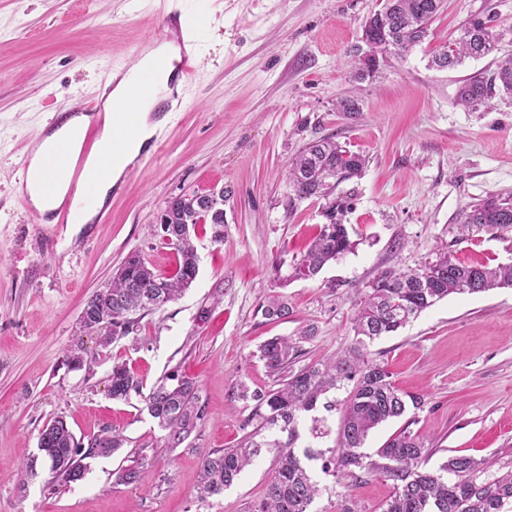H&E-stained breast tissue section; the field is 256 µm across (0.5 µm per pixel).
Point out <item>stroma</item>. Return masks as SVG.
Masks as SVG:
<instances>
[{
  "mask_svg": "<svg viewBox=\"0 0 512 512\" xmlns=\"http://www.w3.org/2000/svg\"><path fill=\"white\" fill-rule=\"evenodd\" d=\"M386 0H0V512H250L274 475L271 448L223 494L197 498L203 454L234 448L255 426L251 406L229 404L238 385L272 378L258 348L273 336L314 334L298 365L342 354L367 283L387 267L415 269L450 251L491 266L512 262V232L461 223L464 207L488 194L512 197V97L456 105L461 80L489 76L512 53V0H447L423 42L354 77L349 50ZM179 9L201 51L181 89L165 142L130 172L105 207L106 224H43L19 198V165L59 107L96 98L105 69H124L157 29L163 6ZM492 15L505 37L497 53L452 70L435 51L469 16ZM357 98L350 117L338 101ZM331 137L360 154V177L335 184L353 247L311 279L294 266L322 224L324 200L289 205L284 172L312 139ZM227 189L224 241L196 230L199 272L191 287L143 315L137 333L101 346L80 332L86 301L139 253L169 275L176 252L155 227L167 201ZM282 296V320L257 315ZM206 321H198L202 307ZM81 347V368L67 355ZM421 409L389 421L365 444L368 456L402 428L420 435L428 469L452 455L484 460L488 476L512 470V288L452 295L369 348ZM127 363L144 388L168 370L194 379L207 414L175 448L166 447L139 395L112 399V365ZM63 418L78 439L120 432L121 448L92 459L84 478L28 475L40 430ZM141 463L139 483H116ZM311 472L321 493L312 512H380L391 479Z\"/></svg>",
  "mask_w": 512,
  "mask_h": 512,
  "instance_id": "35a3bbf8",
  "label": "stroma"
}]
</instances>
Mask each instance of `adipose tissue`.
Listing matches in <instances>:
<instances>
[{
	"instance_id": "obj_1",
	"label": "adipose tissue",
	"mask_w": 512,
	"mask_h": 512,
	"mask_svg": "<svg viewBox=\"0 0 512 512\" xmlns=\"http://www.w3.org/2000/svg\"><path fill=\"white\" fill-rule=\"evenodd\" d=\"M179 58V47L165 42L146 52L140 67L130 68L117 78L105 102L107 112L100 138L101 150L98 156L88 158L84 172L86 181L78 186L76 192H69L68 182L64 179L56 183L52 192H44L38 178L44 171L49 155L58 145H66L69 152L79 153L83 131L89 124L88 118L73 119L62 130L43 140L29 166L30 200L38 211L55 209L67 200L76 215V223L85 224L93 219L98 209L105 205L127 167L140 155L145 143L156 134L160 122L155 119L154 111L159 100L168 95L174 63ZM153 65L158 68L156 78L151 85H143L140 69ZM118 104L135 116L138 135L134 139L122 140L121 130L113 126V108Z\"/></svg>"
}]
</instances>
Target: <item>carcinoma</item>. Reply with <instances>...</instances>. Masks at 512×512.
Returning <instances> with one entry per match:
<instances>
[{
  "mask_svg": "<svg viewBox=\"0 0 512 512\" xmlns=\"http://www.w3.org/2000/svg\"><path fill=\"white\" fill-rule=\"evenodd\" d=\"M444 0H387L384 8L369 17L362 26V42L371 57H357V79L374 76L379 70V57L388 53L403 55L420 44L433 19L443 8ZM501 34L493 31L490 18L469 17L458 35L449 39L431 60L438 70L450 69L465 57H482L497 49ZM503 92L512 95V54L498 62L488 78L471 77L457 89L456 101L464 107L477 106L488 97ZM363 158L347 150L331 137L313 139L294 159L286 174L290 188L288 206L308 199L326 200L323 216L326 223L310 242L291 277L310 279L323 267L349 251L345 225L338 222L344 202L329 199L330 180L341 182L361 175ZM213 193L181 195L169 200L161 215L159 227L176 240L174 249L178 266L174 276L165 277L149 266L139 254L130 253L118 268L112 281L98 290L85 303L81 318L97 327V335L106 345L116 337L137 332V313L159 309L179 298L198 274L197 249L192 237L184 235V227L204 222L212 228V240L224 241V202L229 191L221 193L220 202ZM465 224L491 232L512 230V199L489 194L462 211ZM512 287V264L489 267L464 262L446 253L435 262L416 269L387 268L367 283L364 299L354 321L356 339L345 353L333 358L294 368L302 349L288 336H273L260 348V357L275 384L267 389L248 392L240 386L237 398L256 401L251 419L259 420L258 430H274L286 439L271 441L250 439L239 448L211 452L200 460L199 500L224 493L244 468L264 448L277 449L274 476L255 512H310L319 495V485L311 479L303 459L322 461L323 472L354 478L355 470L382 474L394 481V491L381 512H507L512 506V471L486 478L484 461L471 456L448 457L439 469H425L427 449L418 434L407 429L388 438L377 456L384 464L366 462L361 451L370 434L381 425L404 416L409 408H419L422 400L401 391L385 365L368 360V346L382 336L398 331L422 312L451 295L477 294L494 288ZM268 319H286L288 303L269 298L258 306ZM112 398L126 400L131 393L143 395L148 414L158 427L167 432V447L176 448L197 429L206 410L197 394L196 382L170 371L142 394V383L123 364L112 366L110 375ZM352 388L345 401L335 445L303 455L295 451L297 427L301 417L318 406L329 410L336 406L322 398L331 390L346 384ZM118 433L97 436L88 444L78 441L66 422L56 419L47 424L38 438L39 455L26 469L35 473L37 464L48 467L64 483L83 479L90 460L107 456L119 448ZM142 477L135 465L122 466L116 482L134 484Z\"/></svg>",
  "mask_w": 512,
  "mask_h": 512,
  "instance_id": "cac0c4a2",
  "label": "carcinoma"
}]
</instances>
